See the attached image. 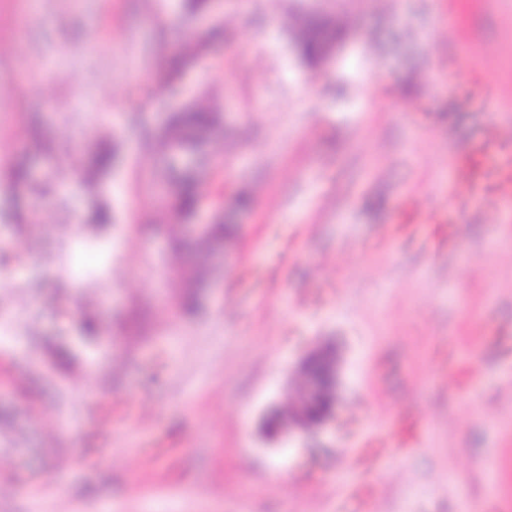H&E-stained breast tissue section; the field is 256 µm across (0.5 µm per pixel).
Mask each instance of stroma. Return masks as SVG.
Here are the masks:
<instances>
[{
    "mask_svg": "<svg viewBox=\"0 0 512 512\" xmlns=\"http://www.w3.org/2000/svg\"><path fill=\"white\" fill-rule=\"evenodd\" d=\"M315 10L340 35L310 66L293 23ZM204 37L174 86L151 82ZM510 99L512 0H0V164L34 184L0 176V512H512V354L470 336L512 328V199L492 223L469 221L478 196L456 213L445 259L384 235L409 203L447 205L453 158L512 125ZM190 105L224 128L191 221L238 227L196 286L148 204L152 135ZM101 202L116 222L90 242ZM17 214L38 224L21 240ZM313 353L336 366L334 419L267 438ZM408 415L416 446L355 460Z\"/></svg>",
    "mask_w": 512,
    "mask_h": 512,
    "instance_id": "1",
    "label": "stroma"
}]
</instances>
